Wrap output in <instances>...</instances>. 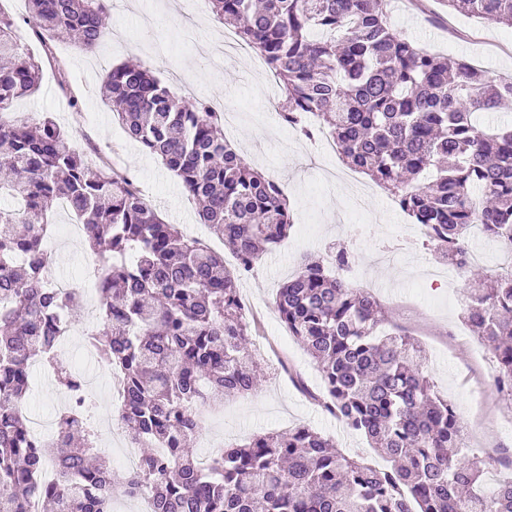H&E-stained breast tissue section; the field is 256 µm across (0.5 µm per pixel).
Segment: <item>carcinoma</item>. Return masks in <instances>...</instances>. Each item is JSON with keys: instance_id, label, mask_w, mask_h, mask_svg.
<instances>
[{"instance_id": "carcinoma-1", "label": "carcinoma", "mask_w": 512, "mask_h": 512, "mask_svg": "<svg viewBox=\"0 0 512 512\" xmlns=\"http://www.w3.org/2000/svg\"><path fill=\"white\" fill-rule=\"evenodd\" d=\"M219 20L255 49L282 91L280 119L311 139L315 115L353 170L388 188L424 226L441 258L481 287L464 315L493 354L500 402L512 411V273L472 264L473 225L512 254V124L486 122L512 102V81L491 80L393 31L389 0H211ZM45 54L58 38L93 49L108 0H27ZM473 17L512 27V0H448ZM41 65L17 23L0 16V512H112V469L90 456L93 427L59 416L60 444L37 442L17 410L31 364L57 363V345L83 292L50 286L42 262L48 213L64 200L96 257L100 327L93 341L117 369L121 420L140 467L128 495L151 491L155 512H512V477L483 492L484 463L463 452L458 414L422 367L423 351L399 333L379 336L382 307L339 270L342 244L306 259L276 297L289 333L319 364L328 405L390 466L338 452L299 425L220 448L199 461L198 414L216 396L257 388L238 281L293 226L281 186L252 168L224 137L204 100H182L140 64L112 68L103 85L127 135L159 158L236 256L224 257L160 218L127 174L93 166L46 116L16 118L13 104L39 88ZM56 469L55 481L44 470Z\"/></svg>"}]
</instances>
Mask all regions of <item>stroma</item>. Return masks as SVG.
Segmentation results:
<instances>
[{
	"label": "stroma",
	"instance_id": "35a3bbf8",
	"mask_svg": "<svg viewBox=\"0 0 512 512\" xmlns=\"http://www.w3.org/2000/svg\"><path fill=\"white\" fill-rule=\"evenodd\" d=\"M389 22L419 46L469 60L489 78L512 73V28L456 12L446 0H391ZM105 23L95 52L67 40L54 44L52 59L42 63L39 89L15 103L16 114L32 123L51 116L77 148L119 162L166 222L197 230L233 268L235 257L198 223L196 203L181 182L128 138L102 93L106 73L129 60L149 68L175 93L180 85L173 73L182 71L197 98L237 110L229 141L252 167L281 184L294 214L288 238L265 252L238 282L260 363L259 387L247 396L225 398L222 408H202L205 427L193 443L194 453L202 458L217 447L304 424L332 438L344 454L386 468L363 435L321 406L320 368L289 335L276 308L279 287L305 258L326 255L344 243L356 254L347 280L379 299L385 311L382 331L404 332L423 346L424 371L455 407L471 451L483 460L490 479L502 478L500 461L512 449V412L498 401L490 352L463 320L468 281L441 259L433 243L417 239L414 224L384 189H376L359 212L370 233L354 234L348 220L357 212L342 179L341 155L299 138L281 123L277 85L255 74L261 57L240 53L225 58L223 68L210 64L216 39L224 34L210 0H110ZM74 98L79 101L75 107L70 104ZM52 221L59 275L82 287L86 298H95L84 278L90 252L68 234L73 216L57 211ZM61 394L55 379L33 383L24 403L27 420L42 419L46 429H53Z\"/></svg>",
	"mask_w": 512,
	"mask_h": 512
}]
</instances>
